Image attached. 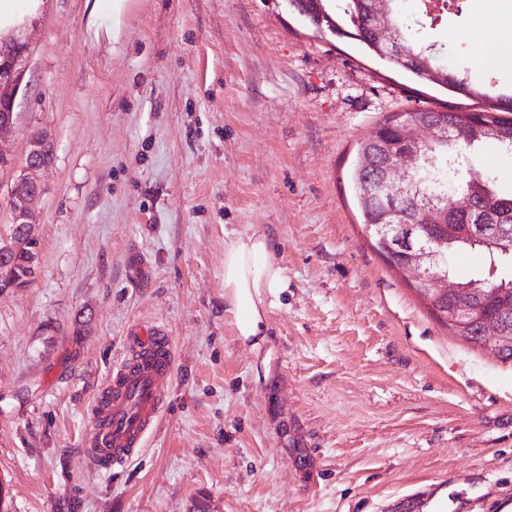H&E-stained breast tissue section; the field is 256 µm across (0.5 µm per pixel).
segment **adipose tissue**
Returning <instances> with one entry per match:
<instances>
[{
  "instance_id": "obj_1",
  "label": "adipose tissue",
  "mask_w": 512,
  "mask_h": 512,
  "mask_svg": "<svg viewBox=\"0 0 512 512\" xmlns=\"http://www.w3.org/2000/svg\"><path fill=\"white\" fill-rule=\"evenodd\" d=\"M473 32L483 66L497 68L512 59V5L507 0H476ZM287 286L267 234L243 232L225 241L224 300L242 343L255 348L264 342L269 311Z\"/></svg>"
}]
</instances>
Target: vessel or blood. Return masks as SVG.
Here are the masks:
<instances>
[{
    "instance_id": "1",
    "label": "vessel or blood",
    "mask_w": 512,
    "mask_h": 512,
    "mask_svg": "<svg viewBox=\"0 0 512 512\" xmlns=\"http://www.w3.org/2000/svg\"><path fill=\"white\" fill-rule=\"evenodd\" d=\"M172 371L173 348L165 329L132 332L124 357L91 409L86 452L100 470L124 465L143 444L161 416L162 393Z\"/></svg>"
}]
</instances>
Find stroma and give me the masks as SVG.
I'll return each instance as SVG.
<instances>
[{"label":"stroma","instance_id":"35a3bbf8","mask_svg":"<svg viewBox=\"0 0 512 512\" xmlns=\"http://www.w3.org/2000/svg\"><path fill=\"white\" fill-rule=\"evenodd\" d=\"M90 0H45L13 131L49 134L33 208L37 268L0 291L5 512H501L512 504V359L451 336L362 223L350 183L384 116L484 107L316 30L289 0H129L87 32ZM472 0L427 29L477 71ZM512 195V153L472 157ZM270 234L288 279L260 348L224 310V240ZM146 261L130 279L132 253ZM164 327L175 370L129 464L86 454L90 410L134 326Z\"/></svg>","mask_w":512,"mask_h":512}]
</instances>
